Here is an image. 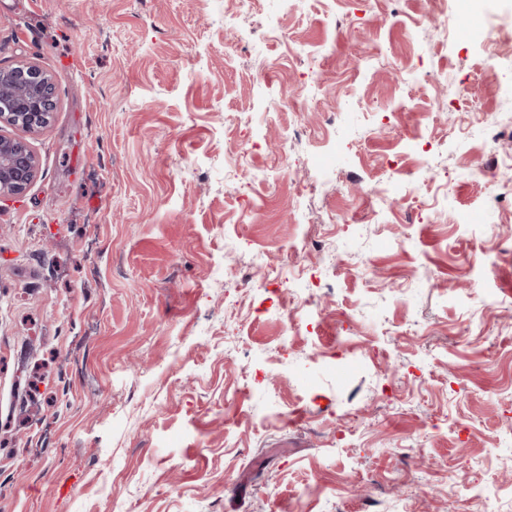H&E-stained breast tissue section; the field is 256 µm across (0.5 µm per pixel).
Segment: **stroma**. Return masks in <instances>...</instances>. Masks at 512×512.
Segmentation results:
<instances>
[{"mask_svg":"<svg viewBox=\"0 0 512 512\" xmlns=\"http://www.w3.org/2000/svg\"><path fill=\"white\" fill-rule=\"evenodd\" d=\"M22 61L59 84L0 126L39 163L0 200V512H512V199L471 175L512 0H0Z\"/></svg>","mask_w":512,"mask_h":512,"instance_id":"stroma-1","label":"stroma"}]
</instances>
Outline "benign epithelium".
<instances>
[{
  "mask_svg": "<svg viewBox=\"0 0 512 512\" xmlns=\"http://www.w3.org/2000/svg\"><path fill=\"white\" fill-rule=\"evenodd\" d=\"M58 77L31 63L0 69V123L26 131L46 127L57 107ZM37 174V160L23 138L0 135V198L21 195Z\"/></svg>",
  "mask_w": 512,
  "mask_h": 512,
  "instance_id": "obj_1",
  "label": "benign epithelium"
}]
</instances>
